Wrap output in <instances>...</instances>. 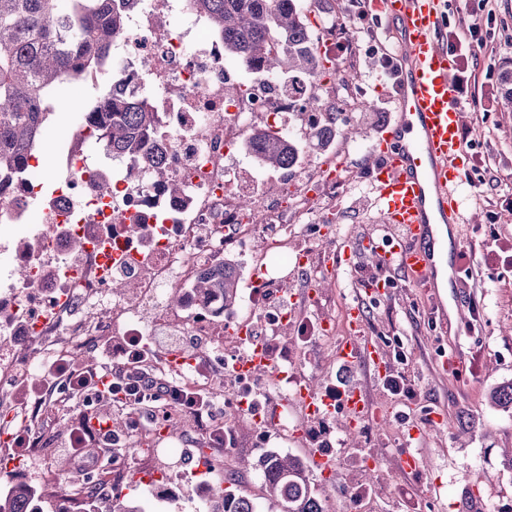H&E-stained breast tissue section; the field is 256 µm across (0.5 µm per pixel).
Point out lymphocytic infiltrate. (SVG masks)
Returning a JSON list of instances; mask_svg holds the SVG:
<instances>
[{"mask_svg":"<svg viewBox=\"0 0 512 512\" xmlns=\"http://www.w3.org/2000/svg\"><path fill=\"white\" fill-rule=\"evenodd\" d=\"M147 339L133 336L114 348L115 368L111 376L94 369H83L64 358H51L41 366V389L47 393L66 392L69 399L82 403L100 400L111 394L126 410L128 433H135L144 424L156 402L192 414L199 425H206L213 413L212 401L199 389L163 377L145 368L149 356Z\"/></svg>","mask_w":512,"mask_h":512,"instance_id":"1","label":"lymphocytic infiltrate"}]
</instances>
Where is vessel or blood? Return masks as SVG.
Returning <instances> with one entry per match:
<instances>
[{
    "label": "vessel or blood",
    "instance_id": "obj_1",
    "mask_svg": "<svg viewBox=\"0 0 512 512\" xmlns=\"http://www.w3.org/2000/svg\"><path fill=\"white\" fill-rule=\"evenodd\" d=\"M370 7L397 25L391 45L398 77L389 97L393 120L378 130L369 156L383 219L402 235L384 246L369 243L368 248L380 262L429 289L442 306L446 299L435 290L434 255L444 251L451 272L459 273L468 167L455 62L440 42L446 0H371ZM442 224L451 227L449 239L437 236ZM349 316L352 333L338 347L337 362L344 367L369 364L377 378H384L391 368L388 354L378 341L362 334L361 307H352ZM239 368L254 376L275 372L269 353L258 346L240 360ZM290 404L310 420L342 413L348 433L377 417L367 394L355 385L332 396L308 383Z\"/></svg>",
    "mask_w": 512,
    "mask_h": 512
}]
</instances>
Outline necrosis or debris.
Segmentation results:
<instances>
[{"label":"necrosis or debris","mask_w":512,"mask_h":512,"mask_svg":"<svg viewBox=\"0 0 512 512\" xmlns=\"http://www.w3.org/2000/svg\"><path fill=\"white\" fill-rule=\"evenodd\" d=\"M167 4L161 15L153 0H120L127 32L112 47L115 85L154 114L151 142L163 153L166 178L157 180L143 160L113 156L79 112L69 141L55 153L59 185L52 194L43 191L51 172L35 157L0 179V223L21 227L9 245L12 264L0 270V338L30 343L28 366L35 369L48 355L69 358L112 334L221 337L215 349H195L190 381L223 380L225 408L251 402L252 426L263 440L270 418L278 419L280 433L289 431L287 408H271L269 396L293 390L306 376L284 366L261 383L234 371L245 349L236 328L262 322L255 338L268 347L287 330L303 342L324 334L326 322L299 320L280 290L291 269L308 265L295 252L299 229L318 234L323 227L307 195L280 202L279 178L262 176L247 161L244 144L257 115L279 130L297 114L304 126L315 127L324 108L317 88L291 96L263 73L235 77L237 91L226 97L230 62L223 39L186 0ZM169 181L181 185L180 194L168 193ZM244 196L255 204L248 214L238 204ZM34 208L41 224L29 228L25 217ZM131 224L138 225L137 235H128ZM263 234L272 246L259 253L254 241ZM102 239L111 240L113 254L96 248ZM77 240L88 249L73 250ZM231 248L248 256L259 278L240 312L218 321L194 285L203 269L223 264ZM173 288L185 291L178 309L165 305Z\"/></svg>","instance_id":"1"}]
</instances>
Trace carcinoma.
Returning a JSON list of instances; mask_svg holds the SVG:
<instances>
[{
	"label": "carcinoma",
	"instance_id": "carcinoma-1",
	"mask_svg": "<svg viewBox=\"0 0 512 512\" xmlns=\"http://www.w3.org/2000/svg\"><path fill=\"white\" fill-rule=\"evenodd\" d=\"M111 0H0V174L23 167L42 146L51 109L43 105L51 92L62 97L68 79L89 69L107 75L112 43L125 30V17ZM187 7L205 16L213 32L224 38V55L244 69L288 79V93L321 82L323 57L298 0H187ZM277 44L273 52L271 44ZM500 111L512 112V72L501 76ZM339 106L325 108V118L306 145L284 137L267 125L257 126L248 143L263 165L290 171L313 161L318 150L336 136ZM90 118L102 124L112 153L138 157L152 134V115L135 100L114 90L90 107ZM196 288L221 302L229 314L237 304L238 279L233 264L203 271ZM267 495L280 512H329L312 487L306 463L293 455L269 452L257 461ZM228 477L203 489L209 512H257L254 502L233 490ZM36 490L28 483L11 486L0 496V512H28Z\"/></svg>",
	"mask_w": 512,
	"mask_h": 512
}]
</instances>
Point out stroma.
I'll list each match as a JSON object with an SVG mask.
<instances>
[{
	"label": "stroma",
	"instance_id": "35a3bbf8",
	"mask_svg": "<svg viewBox=\"0 0 512 512\" xmlns=\"http://www.w3.org/2000/svg\"><path fill=\"white\" fill-rule=\"evenodd\" d=\"M495 18L486 22L477 0H448L447 20L472 13L477 23H489L492 47L483 51L476 67L458 65L459 84L480 81L477 97L462 93V121L471 128L469 177L466 186L465 250L471 260L462 262L466 284L463 298L479 303L474 332H464L455 323L452 308L432 314L424 289L399 271L381 266L362 254L365 236L381 232L397 236L395 228L383 225L380 205L372 189L367 154L371 135L389 120L388 93L393 79L378 61V49L387 47L390 21L369 14L361 30H337L336 40L345 49L337 53L336 68H355L358 83L365 90L370 109L348 107V125L339 127L335 141L325 148L319 163L343 160L336 174V189L307 182L309 166L288 176V191H307L315 214L322 222L337 226V242L347 243L356 258L353 265L340 267L329 248L319 241L301 237V250L310 252L317 269L314 280L298 274L288 281L296 296L297 313L328 322L332 340L314 338L302 343L292 338L281 344L294 357L310 382L322 391L354 382L367 392L382 419L366 425L355 435H343L340 420L304 423L295 417L303 432L299 438L284 440L271 435L268 444H258L249 419L233 422L235 440L233 463L225 465L224 451L206 447L194 418L182 415L172 437H160L156 428L127 438L121 456L128 467L142 471L143 482L127 484L122 496L140 505L144 512H205L201 486L220 481L235 472L238 491L252 499L258 512H278L255 470V462L274 450L310 460L312 451L342 446L331 476L313 472L321 497L331 512H342L341 492L361 480L364 455L375 454L381 464L368 490L377 512H512V467L505 449L512 448V409L490 403L496 388L512 383V114L496 109L498 86L486 83V72L501 74L512 68V0H495ZM103 85L88 87L77 99L61 98V111L48 124L47 144L68 139L73 112L87 109L102 96ZM497 236L500 258L494 271H486L483 254L490 236ZM375 278L387 280L390 291L383 297L367 296L363 288ZM361 305L363 333L378 340L391 357L393 372L405 373L414 382L416 396L406 401L391 398L383 382L365 365L344 368L336 363L338 341L350 335L348 312ZM34 422L40 439L38 448L17 456L12 443L0 442V494L11 485L26 482L38 491L40 512H55L67 492L66 473L75 464L63 444L86 406L54 404L42 408ZM444 416L445 424L435 429L430 413ZM421 435L410 441L408 426ZM176 444L178 452L167 457L156 453L157 445ZM413 447L424 460L422 474H401L397 456ZM205 473H197L198 463Z\"/></svg>",
	"mask_w": 512,
	"mask_h": 512
}]
</instances>
